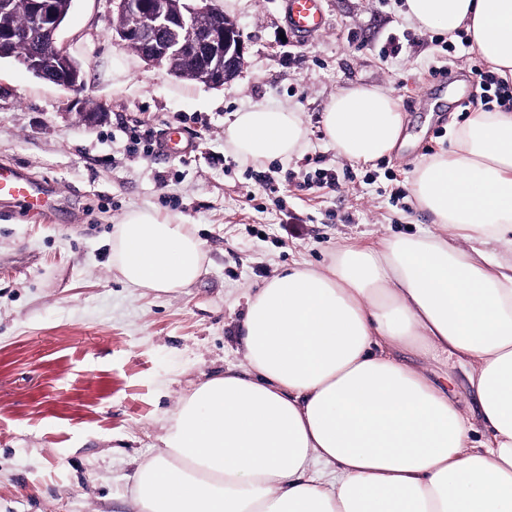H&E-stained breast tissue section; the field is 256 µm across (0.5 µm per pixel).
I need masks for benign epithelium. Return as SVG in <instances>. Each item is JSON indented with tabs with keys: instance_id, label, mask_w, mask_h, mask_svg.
I'll use <instances>...</instances> for the list:
<instances>
[{
	"instance_id": "1",
	"label": "benign epithelium",
	"mask_w": 512,
	"mask_h": 512,
	"mask_svg": "<svg viewBox=\"0 0 512 512\" xmlns=\"http://www.w3.org/2000/svg\"><path fill=\"white\" fill-rule=\"evenodd\" d=\"M32 4L36 28L0 34V55H6L10 45L17 40L33 39L39 44V51L26 62L27 67L40 74H55L66 69L65 85L74 91L83 89L82 76L79 71L69 68L70 55L57 41L61 14L56 8V0H32ZM117 10L136 18V21L115 29V43L121 48L125 49L131 43L142 44V57L153 65L170 56L191 55L198 60L196 78L206 85L222 87L237 77L244 55L238 25L201 27L190 42L177 37L195 16L214 13L213 0H195L179 11L166 10L162 0H117Z\"/></svg>"
}]
</instances>
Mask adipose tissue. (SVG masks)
Returning <instances> with one entry per match:
<instances>
[{"label": "adipose tissue", "mask_w": 512, "mask_h": 512, "mask_svg": "<svg viewBox=\"0 0 512 512\" xmlns=\"http://www.w3.org/2000/svg\"><path fill=\"white\" fill-rule=\"evenodd\" d=\"M424 31L469 33L512 80V0H406ZM337 155L370 163L398 145L390 92L358 87L322 117ZM240 161L287 160L307 144L298 112L257 104L225 132ZM412 193L436 231L336 251L324 268L276 271L246 301V364L178 402L162 448L139 463L137 512H512V112L451 128ZM113 264L133 288L192 285L205 253L185 225L126 214ZM452 359L470 411L409 353Z\"/></svg>", "instance_id": "adipose-tissue-1"}]
</instances>
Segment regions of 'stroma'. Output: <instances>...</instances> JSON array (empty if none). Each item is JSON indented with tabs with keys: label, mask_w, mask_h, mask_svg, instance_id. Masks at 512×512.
Masks as SVG:
<instances>
[{
	"label": "stroma",
	"mask_w": 512,
	"mask_h": 512,
	"mask_svg": "<svg viewBox=\"0 0 512 512\" xmlns=\"http://www.w3.org/2000/svg\"><path fill=\"white\" fill-rule=\"evenodd\" d=\"M241 29L238 76L210 87L148 65L113 41L114 0H73L58 40L85 85L63 89L0 60V163L43 183L42 212L0 200V512H134L136 460L157 454L181 397L208 376L244 363L238 327L247 295L276 270L324 266L344 244H375L433 229L409 188L416 165L450 149L458 107H496L473 70L478 54L422 32L402 0H323V32L290 30L285 0H216ZM398 58L379 51L388 36ZM452 74L439 85L429 65ZM391 91L410 144L348 165L321 123L329 100L352 87ZM258 103L300 112L303 152L283 161L270 194L225 131ZM104 107L106 121L80 111ZM178 128L193 145L165 160L132 151L130 131ZM337 188L304 189L316 169ZM178 218L203 243L204 266L187 288L129 287L112 264V232L130 211Z\"/></svg>",
	"instance_id": "1"
}]
</instances>
